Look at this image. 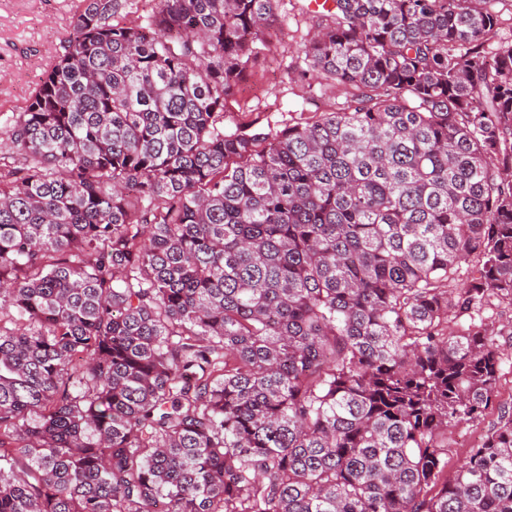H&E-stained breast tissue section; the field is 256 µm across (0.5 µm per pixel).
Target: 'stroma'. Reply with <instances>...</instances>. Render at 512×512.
I'll return each mask as SVG.
<instances>
[{"label":"stroma","mask_w":512,"mask_h":512,"mask_svg":"<svg viewBox=\"0 0 512 512\" xmlns=\"http://www.w3.org/2000/svg\"><path fill=\"white\" fill-rule=\"evenodd\" d=\"M309 0H279L278 21L270 29L268 48L224 107V127L234 129L248 118L258 126L284 125L303 112L340 110L343 92L333 82L316 79L302 47L320 23ZM78 11L77 0H0V116L21 111L44 75L64 54ZM502 350L500 399H512V333L502 329L512 320V305L497 304L485 313ZM497 421L489 413L463 421L448 431V468L456 470L468 457L467 438L486 435Z\"/></svg>","instance_id":"35a3bbf8"}]
</instances>
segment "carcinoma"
Listing matches in <instances>:
<instances>
[{"label":"carcinoma","instance_id":"carcinoma-1","mask_svg":"<svg viewBox=\"0 0 512 512\" xmlns=\"http://www.w3.org/2000/svg\"><path fill=\"white\" fill-rule=\"evenodd\" d=\"M494 2L331 0L343 108L266 132L224 106L278 0H80L4 122L0 512H512ZM484 317L497 334L494 339L503 353L499 400L506 402L512 397V335H509L510 328L502 329L500 324L502 321L512 320V305L498 304L495 301V305L484 313ZM497 422V410L487 414L479 421H463L448 430V476L466 460L470 448L467 447V437L477 433L483 438Z\"/></svg>","mask_w":512,"mask_h":512}]
</instances>
